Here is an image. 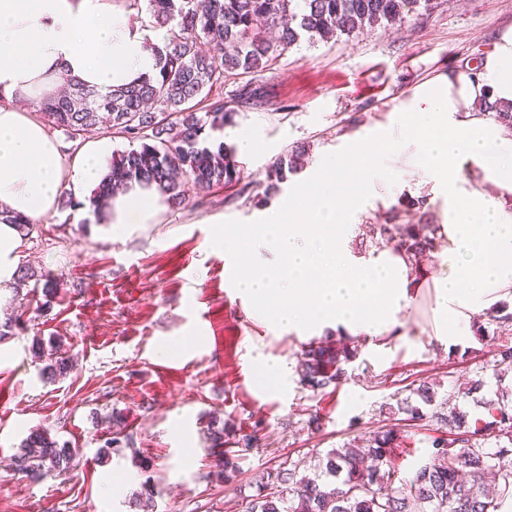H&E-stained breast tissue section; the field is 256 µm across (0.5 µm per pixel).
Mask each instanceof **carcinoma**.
Segmentation results:
<instances>
[{
	"mask_svg": "<svg viewBox=\"0 0 512 512\" xmlns=\"http://www.w3.org/2000/svg\"><path fill=\"white\" fill-rule=\"evenodd\" d=\"M127 10L145 12L147 27L163 29L158 43L151 44L157 73L130 85L100 92L71 79L61 96L42 102V114L51 131L76 143L101 126L139 147L112 157L92 205L103 208L109 198L134 182L154 186L168 202L181 204L185 187L232 185L240 180L234 153L219 143L208 146L211 133L236 124L240 108L261 103L251 88L252 78L270 69L288 48L302 38L329 42L342 35L400 24L429 10L434 0H118ZM228 79L244 84L230 98L213 99L214 88ZM302 150L274 163L272 174L282 182L297 169ZM434 224H382L379 235L413 255L434 247ZM499 331L512 325V312L498 307L475 321L476 334L486 325ZM31 351L43 362L40 376L54 382L74 368L73 357L62 340L32 338ZM357 356L346 343L312 341L305 346L299 382L314 392L348 379L347 365ZM495 396L476 399L490 417L471 418L452 409L431 414L422 406H435L434 384L419 383L411 395L397 403V412L410 420L427 418L448 430L452 439L436 437L430 442L427 462L408 479H398L392 468L394 452L405 436L383 426L369 443H347L331 449L321 463V473L310 477L292 462L267 472L257 494L244 512H506L512 503V387L497 377ZM508 444L494 452L484 446L489 430ZM208 431L212 447L224 448L216 466L224 478L236 471V459L254 447L256 435L236 437L227 423L212 416ZM131 443L119 432L98 448L97 457L110 458L112 449ZM80 450L46 430L31 431L13 455L15 472L39 483L50 475H62L76 467ZM133 494L132 505L153 512L159 490L149 474L150 465Z\"/></svg>",
	"mask_w": 512,
	"mask_h": 512,
	"instance_id": "1",
	"label": "carcinoma"
}]
</instances>
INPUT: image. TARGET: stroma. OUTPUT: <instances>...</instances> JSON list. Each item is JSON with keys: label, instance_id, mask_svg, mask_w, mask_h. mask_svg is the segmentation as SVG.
<instances>
[{"label": "stroma", "instance_id": "obj_1", "mask_svg": "<svg viewBox=\"0 0 512 512\" xmlns=\"http://www.w3.org/2000/svg\"><path fill=\"white\" fill-rule=\"evenodd\" d=\"M510 26L512 0H443L399 26L300 42L253 82L263 103L243 108L237 124L253 132L257 147L238 155L237 184L188 187L181 204L165 206L154 223L131 225L123 239L68 222L65 208L34 225L23 263L49 273L58 296L48 304L35 291L23 306L42 337L64 338L76 369L40 380L27 336L0 356V512H129L144 460L161 488L157 512H242L266 471L288 460L314 475L327 451L366 444L388 423L410 439L409 453L396 461L399 477L409 476L427 457L436 425L383 409L413 384H437L451 406L482 415L458 387L479 375L492 379L497 346L512 342V329L441 347L429 334L422 288L387 355L357 342L347 381L315 393L299 383L303 339L276 335L248 316L225 285L224 251L213 239L217 226L257 223L281 200L288 185L270 170L291 147H305L304 170L348 134L383 130L424 82L466 70ZM169 339L185 343L182 358L160 354ZM262 355L287 363V396H261L254 362ZM215 411L237 434L262 435L229 483L216 476L208 439ZM113 413L132 445L103 463L96 451L112 431ZM36 428L80 448L72 472L39 484L14 473L11 456Z\"/></svg>", "mask_w": 512, "mask_h": 512}]
</instances>
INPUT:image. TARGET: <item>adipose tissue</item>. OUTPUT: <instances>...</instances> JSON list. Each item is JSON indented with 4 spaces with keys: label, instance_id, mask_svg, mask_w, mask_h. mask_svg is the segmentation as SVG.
I'll return each instance as SVG.
<instances>
[{
    "label": "adipose tissue",
    "instance_id": "1",
    "mask_svg": "<svg viewBox=\"0 0 512 512\" xmlns=\"http://www.w3.org/2000/svg\"><path fill=\"white\" fill-rule=\"evenodd\" d=\"M144 36L109 0H0V209L38 224L70 194L93 215L90 190L113 154L97 135L63 152L20 98L52 94L66 74L108 91L155 75ZM512 104V26L500 32L476 75L432 80L380 137L355 134L322 158L259 223L219 227L224 272L243 308L281 335L308 340L331 330L373 339L403 329L422 287L403 249L355 245L369 190L382 181L438 208L431 275V334L441 344L469 336L475 315L512 296V129L476 102ZM165 204L133 185L111 200L99 231L152 223ZM25 248L18 225L0 223V299L14 288Z\"/></svg>",
    "mask_w": 512,
    "mask_h": 512
}]
</instances>
